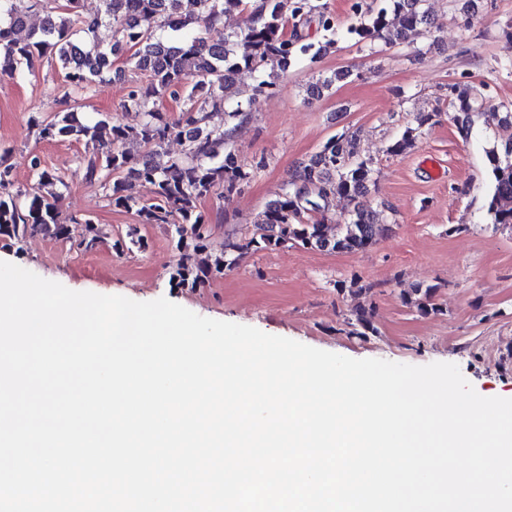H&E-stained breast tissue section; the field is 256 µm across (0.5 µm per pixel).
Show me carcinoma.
<instances>
[{
  "instance_id": "obj_1",
  "label": "carcinoma",
  "mask_w": 512,
  "mask_h": 512,
  "mask_svg": "<svg viewBox=\"0 0 512 512\" xmlns=\"http://www.w3.org/2000/svg\"><path fill=\"white\" fill-rule=\"evenodd\" d=\"M27 0H0V75L14 76L30 71L34 57H55L64 72L68 93L85 95L112 70L121 58L145 81L130 86L124 107L139 111L136 125H109L104 119L88 122L76 112H63L39 124L44 138H72L85 142L88 154L80 158L84 178L112 184V204L135 211L143 224H170L178 243L209 254L203 265H180L171 280L193 287L224 275V270L253 248L301 245L327 252L360 253L370 249L387 225L377 213L358 202L368 191L373 162L358 154V135L343 132L327 140L321 150L301 161L288 181V188L270 202L245 242L227 238L224 251H210L207 217L199 202L217 192L239 193L250 180L233 146L236 124L248 119L242 106L229 111L226 100L238 94V75L263 68L288 72L291 60L311 45L304 43L299 27L320 9L312 0H262L257 11L246 0H102L95 14L82 10L81 0H34L47 23L16 37L20 18L27 16ZM395 22L382 8L353 26L350 33L362 39L379 38L389 45L400 44L430 32L431 16L424 0H390ZM245 15V26L215 43L207 32L224 24V15ZM292 32H287L288 22ZM109 24L112 46L95 42L97 30ZM276 83L257 79L248 103L274 94ZM169 96L183 100L180 119L169 121L157 102ZM454 116L464 138L473 128V117L485 123L512 129V109L486 104L473 87L458 89ZM437 112H418L402 138L388 146L399 155L414 145L422 128L432 123ZM178 140L185 146L177 158L157 161L166 142ZM138 141L145 151L135 157L123 149ZM493 194L487 206L491 223L512 227V134L488 153ZM34 177L31 190L7 191L11 168L0 162V236L19 238L27 232L54 228L66 234L59 203L64 181L42 167L39 157L30 160ZM140 180L153 187L154 203L144 205L124 193V181ZM338 195L354 202L350 218L328 230L325 218L309 221L311 213L324 214ZM436 287L413 288L405 295L407 304L424 315L439 311L433 302ZM357 336L373 331L372 310L361 307L355 318Z\"/></svg>"
}]
</instances>
